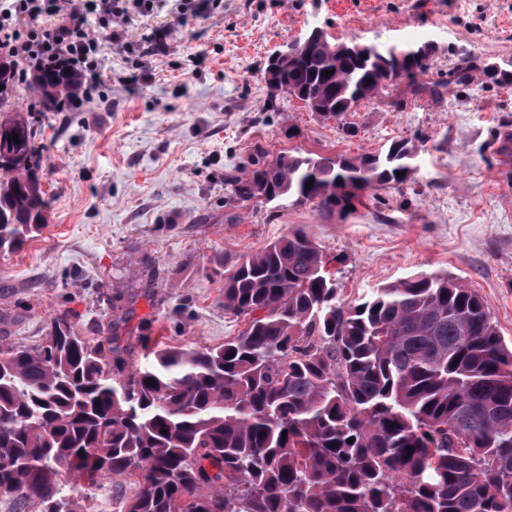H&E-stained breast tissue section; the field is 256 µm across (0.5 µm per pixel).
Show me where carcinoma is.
Wrapping results in <instances>:
<instances>
[{
  "instance_id": "carcinoma-1",
  "label": "carcinoma",
  "mask_w": 512,
  "mask_h": 512,
  "mask_svg": "<svg viewBox=\"0 0 512 512\" xmlns=\"http://www.w3.org/2000/svg\"><path fill=\"white\" fill-rule=\"evenodd\" d=\"M417 46L362 58L318 40L275 70L285 94L340 119L362 99L438 94L440 82L397 92L429 69ZM16 69L0 57L3 257L48 212L33 116L5 110ZM28 87L58 112L83 77L42 67ZM415 156L406 139L353 158L259 149L228 180L239 201L331 215L405 182ZM333 260L296 230L224 271V311L249 322L219 346L147 334L152 359L136 364L114 337L80 336L66 312L40 344L1 345L0 493L20 512H88L90 490L118 477L136 486L123 512H512V348L482 298L422 272L347 305L325 271Z\"/></svg>"
}]
</instances>
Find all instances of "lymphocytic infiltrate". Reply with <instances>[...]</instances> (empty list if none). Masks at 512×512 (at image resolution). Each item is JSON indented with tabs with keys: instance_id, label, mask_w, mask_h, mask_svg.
<instances>
[{
	"instance_id": "f902f5d3",
	"label": "lymphocytic infiltrate",
	"mask_w": 512,
	"mask_h": 512,
	"mask_svg": "<svg viewBox=\"0 0 512 512\" xmlns=\"http://www.w3.org/2000/svg\"><path fill=\"white\" fill-rule=\"evenodd\" d=\"M155 0H0V54L28 65L79 71L89 88L112 78L103 63V41L127 47V18L153 8Z\"/></svg>"
}]
</instances>
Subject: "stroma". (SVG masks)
<instances>
[{
  "label": "stroma",
  "mask_w": 512,
  "mask_h": 512,
  "mask_svg": "<svg viewBox=\"0 0 512 512\" xmlns=\"http://www.w3.org/2000/svg\"><path fill=\"white\" fill-rule=\"evenodd\" d=\"M314 28L430 43L424 79L441 97L364 100L339 122L272 94L268 58ZM125 29L135 52L102 45L113 83L72 111L37 115L51 203L43 232L0 257V344L42 342L63 310L80 335L118 336L137 362L146 333L223 344L246 327L224 310L225 268L296 229L341 257L343 301L443 273L482 297L512 343V172L497 151L512 134V86L481 72L512 65V0H220L208 14L157 9ZM465 59L478 67L472 81L449 83ZM402 138L417 147L412 176L341 217L288 199L242 202L225 181L258 144L353 157Z\"/></svg>",
  "instance_id": "stroma-1"
}]
</instances>
